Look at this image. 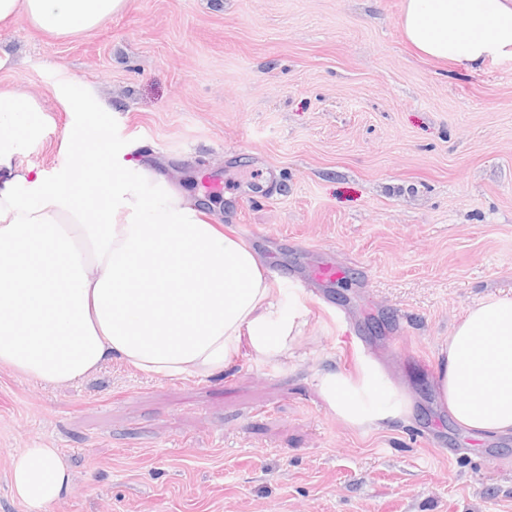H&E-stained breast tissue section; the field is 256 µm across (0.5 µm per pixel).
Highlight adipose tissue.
<instances>
[{
  "mask_svg": "<svg viewBox=\"0 0 512 512\" xmlns=\"http://www.w3.org/2000/svg\"><path fill=\"white\" fill-rule=\"evenodd\" d=\"M127 0H0V22L25 15L40 29H96ZM399 23L424 57L475 70L512 59V0H402ZM40 107L0 88V368L36 382H77L117 360L154 376L210 375L241 351L285 357L308 332L301 299L280 305L254 253L205 220L193 200L152 168L104 176L101 130L75 136L69 171L49 179L14 155ZM441 404L478 438L512 435V296L470 306L439 352ZM330 409L357 428L411 412L376 365L357 377L327 373ZM57 449L11 461L14 497L48 512L70 489Z\"/></svg>",
  "mask_w": 512,
  "mask_h": 512,
  "instance_id": "1",
  "label": "adipose tissue"
}]
</instances>
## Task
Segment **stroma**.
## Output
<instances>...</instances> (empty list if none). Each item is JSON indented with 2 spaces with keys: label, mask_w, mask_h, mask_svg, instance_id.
<instances>
[{
  "label": "stroma",
  "mask_w": 512,
  "mask_h": 512,
  "mask_svg": "<svg viewBox=\"0 0 512 512\" xmlns=\"http://www.w3.org/2000/svg\"><path fill=\"white\" fill-rule=\"evenodd\" d=\"M401 0H128L87 33L0 24V86L36 98L18 167L54 177L102 128L123 161L177 186L286 279L309 335L212 377L119 362L44 386L0 369V512L9 468L57 448L51 512H512V437L476 440L437 401L438 353L474 302L512 295V69L419 56ZM77 82L83 111L63 94ZM343 278L309 284L317 266ZM376 362L412 413L374 431L329 408L320 376Z\"/></svg>",
  "instance_id": "35a3bbf8"
}]
</instances>
